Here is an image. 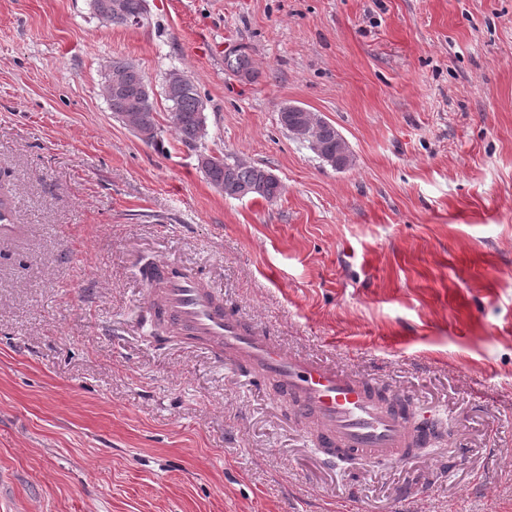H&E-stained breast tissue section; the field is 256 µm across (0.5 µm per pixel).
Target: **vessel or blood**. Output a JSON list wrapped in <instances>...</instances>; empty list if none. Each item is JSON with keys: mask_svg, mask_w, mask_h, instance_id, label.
Returning <instances> with one entry per match:
<instances>
[{"mask_svg": "<svg viewBox=\"0 0 512 512\" xmlns=\"http://www.w3.org/2000/svg\"><path fill=\"white\" fill-rule=\"evenodd\" d=\"M147 304L185 336L201 341L216 359L245 365L260 379L276 383L314 424L319 447L353 463L382 458L399 462L416 440L427 438L430 423L401 395L384 400L355 372L291 353L255 324L224 306L197 274L163 259L145 273Z\"/></svg>", "mask_w": 512, "mask_h": 512, "instance_id": "vessel-or-blood-1", "label": "vessel or blood"}]
</instances>
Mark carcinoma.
I'll return each mask as SVG.
<instances>
[{
    "mask_svg": "<svg viewBox=\"0 0 512 512\" xmlns=\"http://www.w3.org/2000/svg\"><path fill=\"white\" fill-rule=\"evenodd\" d=\"M124 4L126 14L112 19V25L127 26L134 24L136 18L141 22L146 19V0H124ZM224 70L249 81L258 78L250 55L241 48L224 55ZM116 76L123 77V80L118 94L112 98V114L135 132L140 110L145 106L154 109L153 87L138 66L126 59H113L106 65L104 82H110ZM162 93L169 104L172 125L180 141L187 146L198 147L206 136V103L194 80L186 78L185 85L174 91L168 89V81L165 80ZM315 140L325 157L336 156L342 148L339 133L334 127L318 130ZM204 175L216 189L224 190V196L228 198L242 192L246 197L272 201L282 191L280 181L269 170L227 157H211Z\"/></svg>",
    "mask_w": 512,
    "mask_h": 512,
    "instance_id": "1",
    "label": "carcinoma"
}]
</instances>
